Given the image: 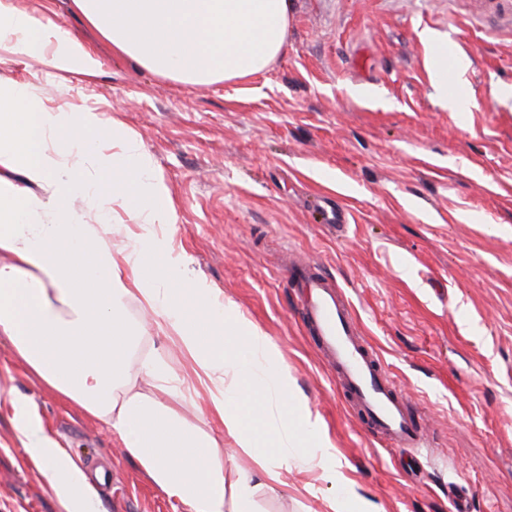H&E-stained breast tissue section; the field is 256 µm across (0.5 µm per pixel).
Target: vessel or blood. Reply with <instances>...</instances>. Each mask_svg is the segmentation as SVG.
I'll return each mask as SVG.
<instances>
[{"instance_id": "vessel-or-blood-1", "label": "vessel or blood", "mask_w": 512, "mask_h": 512, "mask_svg": "<svg viewBox=\"0 0 512 512\" xmlns=\"http://www.w3.org/2000/svg\"><path fill=\"white\" fill-rule=\"evenodd\" d=\"M294 270L309 296L304 310L308 330L352 403L375 432L393 446L419 447L423 430L410 404L397 395L389 373L363 338L344 290L310 263H297Z\"/></svg>"}]
</instances>
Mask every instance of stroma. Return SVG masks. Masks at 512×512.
<instances>
[{
	"mask_svg": "<svg viewBox=\"0 0 512 512\" xmlns=\"http://www.w3.org/2000/svg\"><path fill=\"white\" fill-rule=\"evenodd\" d=\"M80 35L102 73L71 82L76 104L111 112L141 137L178 214L175 246L195 275L276 346L294 397L332 445L333 471H282L259 512H512V18L471 0H292L288 47L238 82L184 86L114 55L70 0H18ZM452 51L447 89L432 51ZM0 73L61 77L0 51ZM468 100L465 110L449 99ZM343 209L330 232L318 200ZM315 263L350 299L397 393L421 417L424 447L396 448L356 410L303 324L289 259ZM173 337L150 330L132 371ZM28 399L99 483L103 512H186L126 456L103 424L44 387L0 339V512H61L17 437L12 399ZM218 444L226 482L258 469L256 449L194 409Z\"/></svg>",
	"mask_w": 512,
	"mask_h": 512,
	"instance_id": "35a3bbf8",
	"label": "stroma"
}]
</instances>
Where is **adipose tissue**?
Masks as SVG:
<instances>
[{"label": "adipose tissue", "instance_id": "adipose-tissue-1", "mask_svg": "<svg viewBox=\"0 0 512 512\" xmlns=\"http://www.w3.org/2000/svg\"><path fill=\"white\" fill-rule=\"evenodd\" d=\"M114 54L192 86L251 77L288 45L291 0H71ZM0 49L56 75L92 81L97 54L15 0H0ZM177 213L140 137L108 113L48 105L36 84L0 75V337L44 386L121 441L151 481L186 512H256L282 468L322 465L328 438L288 389V369L262 331L223 306L175 249ZM143 322L173 333L208 394L200 414L241 447L261 449L260 471L224 484L214 442L139 378L173 379L167 361L133 375L130 340ZM267 400V425L248 424L247 397ZM12 421L64 512H100L95 486L33 405Z\"/></svg>", "mask_w": 512, "mask_h": 512}]
</instances>
